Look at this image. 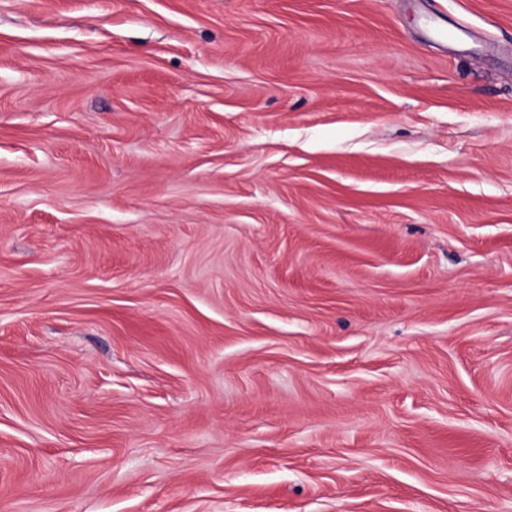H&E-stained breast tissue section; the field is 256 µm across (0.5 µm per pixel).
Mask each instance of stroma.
<instances>
[{
  "label": "stroma",
  "instance_id": "stroma-1",
  "mask_svg": "<svg viewBox=\"0 0 512 512\" xmlns=\"http://www.w3.org/2000/svg\"><path fill=\"white\" fill-rule=\"evenodd\" d=\"M0 512H512V0H0Z\"/></svg>",
  "mask_w": 512,
  "mask_h": 512
}]
</instances>
